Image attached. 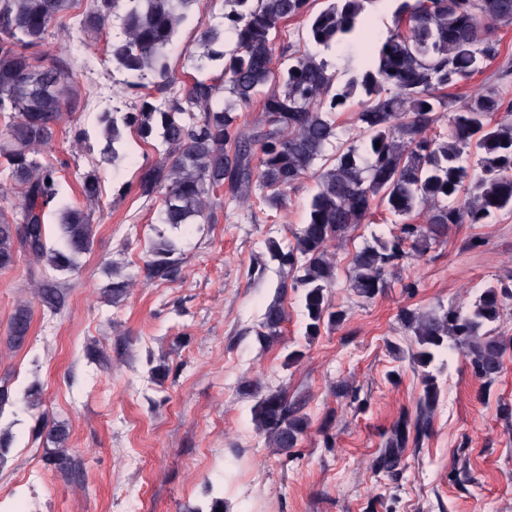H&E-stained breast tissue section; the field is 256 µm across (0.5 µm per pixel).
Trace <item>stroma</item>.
I'll return each mask as SVG.
<instances>
[{"label":"stroma","instance_id":"stroma-1","mask_svg":"<svg viewBox=\"0 0 512 512\" xmlns=\"http://www.w3.org/2000/svg\"><path fill=\"white\" fill-rule=\"evenodd\" d=\"M224 9V0H198L169 49L171 90L130 86L113 67L107 45L118 17L71 34L90 45L92 62L70 69L76 97L41 161L60 181L63 202L90 211L94 240L76 270L54 273L65 297L57 312L39 301L27 257L0 270V381L14 394L0 412V431L12 438L0 465V512H208L215 496L227 512H512V349L487 385L467 349L454 347L437 375L427 434L409 439L394 470L377 464L394 423L416 417L422 396L399 312L463 311L481 283L512 287V212L449 225L447 237L426 253L409 252L366 301L349 287L352 258L395 228L393 216L372 209L346 241L328 245L337 258L328 299L348 316L309 339L301 291L271 261L267 243L292 241L313 178L287 190L276 210L221 192L209 220L181 235L158 221L161 193L145 196L139 186L141 170L162 158L158 142L132 133L126 161L115 166L100 155L96 112L168 100L193 79L216 77L188 53ZM392 26L389 0H378L364 39L325 52L330 70L360 69ZM492 35L499 57L455 96L492 90L512 101V74L501 73L512 61V26ZM90 171L99 181L92 202L82 192ZM162 235L181 240L169 278L148 265ZM120 280L126 293L110 302L106 290ZM276 298L287 319L279 336L259 342L258 324ZM22 304L31 308V328L12 349L6 339ZM292 350L302 356L285 364ZM34 384L41 393L33 401L26 391ZM276 389L301 403L308 422L285 453L269 447L252 420L258 395ZM43 419L65 426L71 474L49 461L50 443L34 430Z\"/></svg>","mask_w":512,"mask_h":512}]
</instances>
